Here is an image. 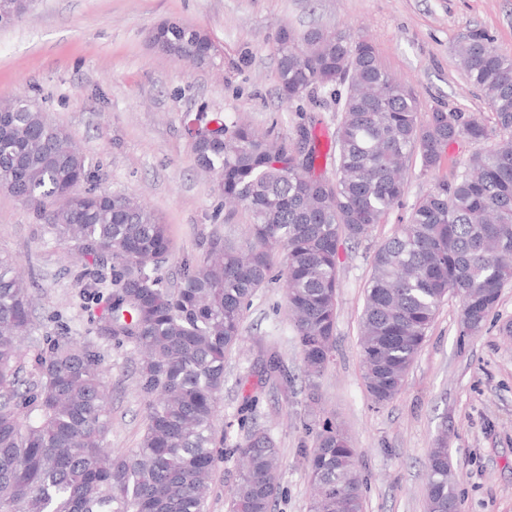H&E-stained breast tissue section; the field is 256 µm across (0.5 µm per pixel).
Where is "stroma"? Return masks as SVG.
<instances>
[{"mask_svg": "<svg viewBox=\"0 0 512 512\" xmlns=\"http://www.w3.org/2000/svg\"><path fill=\"white\" fill-rule=\"evenodd\" d=\"M177 18L204 30L216 57L208 68L171 58L150 40ZM288 26L367 35L383 67L417 94L423 112L492 114L471 87L452 46L482 29L512 56V0H35L0 28V98L31 92L84 153L99 190L143 199L168 226L170 252L161 266L175 287L185 260L210 241H248L251 213L225 208L215 180L201 172L190 127L199 114L242 118L283 142L315 123L321 148L336 137L344 87L281 100L276 34ZM489 142H451L438 170L411 159L405 192L385 223L362 242L341 241L335 343L323 375L308 383L284 291L285 268L274 260L270 280L252 298L242 337L224 362V393L215 437L233 445L243 435L242 409L265 430L281 456L274 512H308L309 474L303 450L313 448L325 420L340 424L358 451L365 512H426L432 444L448 437L461 512H512V285L480 334L460 332V301L442 305L402 390L383 405L365 387L358 343L365 288L378 247L407 223L415 202ZM0 254L19 260L34 294L36 338L68 333L105 359L112 396L106 445L121 454L138 447L145 410L137 387L140 355L97 321L111 282L95 284L100 265L75 261L31 210L0 192ZM276 346L295 377L288 394L264 380L260 351Z\"/></svg>", "mask_w": 512, "mask_h": 512, "instance_id": "obj_1", "label": "stroma"}]
</instances>
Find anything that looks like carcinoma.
<instances>
[{"label": "carcinoma", "mask_w": 512, "mask_h": 512, "mask_svg": "<svg viewBox=\"0 0 512 512\" xmlns=\"http://www.w3.org/2000/svg\"><path fill=\"white\" fill-rule=\"evenodd\" d=\"M152 42L194 66L214 64L208 34L178 19L156 27ZM467 82L484 95L499 140L473 154L452 182H437L408 223L376 251L360 319L363 378L372 401L393 400L414 365L442 303L461 300L465 335L485 328L512 282V57L482 30L454 45ZM281 96L346 86L338 109L336 178L313 179L320 158L314 125L288 148L251 124L193 142L198 167L216 175L224 203L253 216L252 243L214 242L183 264L179 284L159 274L170 250L167 225L134 196L92 185L86 157L69 131L30 95L0 112V190L20 198L78 259L111 261L112 293L100 316L109 335L138 349L146 426L138 448L114 455L111 396L101 356L70 336L38 349L31 383L21 375L22 342L32 335L33 297L18 262L0 256V512H205L216 462L217 400L224 358L241 339L244 310L282 254L285 293L308 381L330 360L336 323L338 248L365 239L401 199L409 160L439 168L448 143L489 138L475 115L436 109L420 119L417 96L381 64L373 43L311 28L277 35ZM59 202L55 208L48 202ZM262 373L288 388L279 350H262ZM243 437L228 454L241 471L229 512H272L281 459L273 439L240 419ZM309 512H364L356 450L327 421L305 452ZM448 448L428 460L427 512H459L448 479Z\"/></svg>", "instance_id": "cac0c4a2"}]
</instances>
